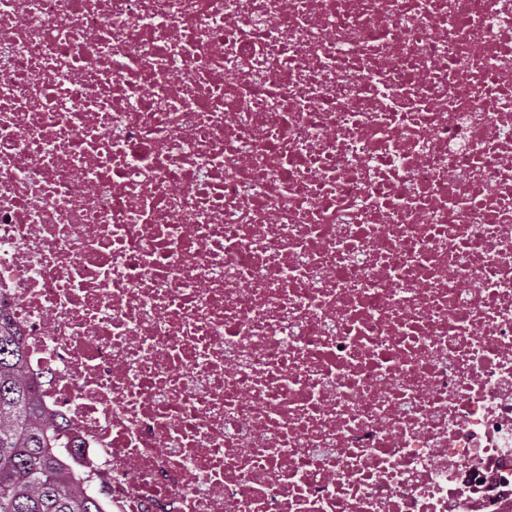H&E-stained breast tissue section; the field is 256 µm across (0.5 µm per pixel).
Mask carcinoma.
I'll use <instances>...</instances> for the list:
<instances>
[{"mask_svg": "<svg viewBox=\"0 0 512 512\" xmlns=\"http://www.w3.org/2000/svg\"><path fill=\"white\" fill-rule=\"evenodd\" d=\"M25 363L21 338L0 313V512H99L94 497L75 489L68 433L43 424Z\"/></svg>", "mask_w": 512, "mask_h": 512, "instance_id": "obj_1", "label": "carcinoma"}]
</instances>
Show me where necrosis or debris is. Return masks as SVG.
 Listing matches in <instances>:
<instances>
[{"label": "necrosis or debris", "mask_w": 512, "mask_h": 512, "mask_svg": "<svg viewBox=\"0 0 512 512\" xmlns=\"http://www.w3.org/2000/svg\"><path fill=\"white\" fill-rule=\"evenodd\" d=\"M0 311L101 512H512V0H0Z\"/></svg>", "instance_id": "1"}]
</instances>
